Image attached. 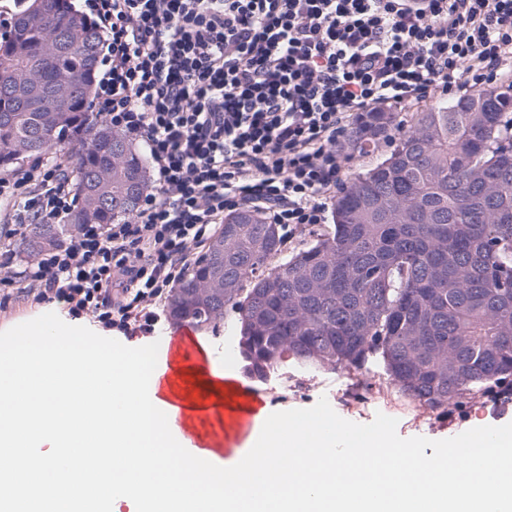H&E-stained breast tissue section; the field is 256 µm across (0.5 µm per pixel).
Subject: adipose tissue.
<instances>
[{
  "instance_id": "ef3b65f1",
  "label": "adipose tissue",
  "mask_w": 512,
  "mask_h": 512,
  "mask_svg": "<svg viewBox=\"0 0 512 512\" xmlns=\"http://www.w3.org/2000/svg\"><path fill=\"white\" fill-rule=\"evenodd\" d=\"M35 328L0 354V399L15 389L28 400L0 414V460L16 459L20 476L0 479V499L42 490V473L59 487L97 474L113 512H153L176 503L183 512H505L512 507V433L467 456L457 448L426 457L372 434L352 454L334 450L328 430L352 435L325 419L294 422L260 409L249 437L230 459L199 447L170 425L169 362L149 354L125 358L107 340L94 348L66 339L44 344ZM196 402L234 415L240 386L226 388L220 364L186 370ZM34 433L41 449L14 457L4 439ZM266 485L265 497L246 499Z\"/></svg>"
}]
</instances>
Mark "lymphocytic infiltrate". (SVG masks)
<instances>
[{"instance_id":"obj_1","label":"lymphocytic infiltrate","mask_w":512,"mask_h":512,"mask_svg":"<svg viewBox=\"0 0 512 512\" xmlns=\"http://www.w3.org/2000/svg\"><path fill=\"white\" fill-rule=\"evenodd\" d=\"M106 27L100 112L143 142L153 179L134 220L86 224L18 264L30 225L69 209V159L0 176V313L55 304L152 336L224 214L322 224L340 144L365 113L448 99L512 64V0H86Z\"/></svg>"}]
</instances>
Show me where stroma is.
I'll return each mask as SVG.
<instances>
[{
	"mask_svg": "<svg viewBox=\"0 0 512 512\" xmlns=\"http://www.w3.org/2000/svg\"><path fill=\"white\" fill-rule=\"evenodd\" d=\"M244 383L276 416L292 420L323 416L339 425L417 445L427 456L448 443L467 440L481 428H512V401L498 406L490 397L478 396L440 416L385 386L383 369L376 363L368 370L349 372L303 368L292 362L266 382L248 377Z\"/></svg>",
	"mask_w": 512,
	"mask_h": 512,
	"instance_id": "obj_1",
	"label": "stroma"
}]
</instances>
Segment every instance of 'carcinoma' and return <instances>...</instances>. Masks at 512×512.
<instances>
[{
	"instance_id": "carcinoma-1",
	"label": "carcinoma",
	"mask_w": 512,
	"mask_h": 512,
	"mask_svg": "<svg viewBox=\"0 0 512 512\" xmlns=\"http://www.w3.org/2000/svg\"><path fill=\"white\" fill-rule=\"evenodd\" d=\"M0 52V170L75 138L86 219L133 215L144 154L95 122L90 95L104 48L71 0H16ZM85 87L66 111L51 91ZM372 112L353 138L389 155L336 195L331 223L288 246L282 225L244 207L225 217L169 301L170 316L216 330L231 314L247 373L266 380L293 354L303 367L383 364L389 385L439 415L476 395L512 393V86L478 89L412 115ZM80 225L33 224L28 255Z\"/></svg>"
}]
</instances>
